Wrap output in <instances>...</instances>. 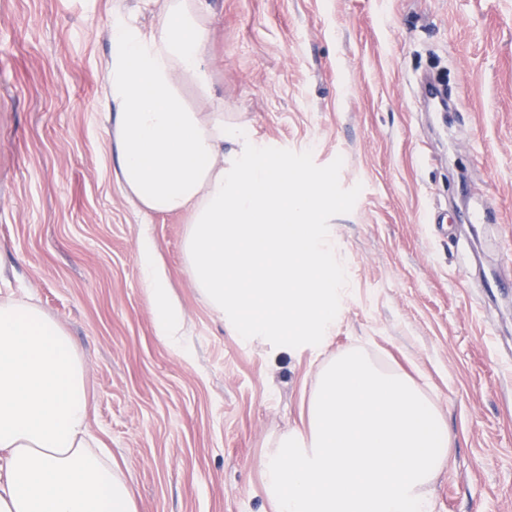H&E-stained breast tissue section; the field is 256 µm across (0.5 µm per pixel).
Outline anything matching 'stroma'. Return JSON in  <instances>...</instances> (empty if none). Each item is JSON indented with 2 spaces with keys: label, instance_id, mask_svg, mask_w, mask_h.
<instances>
[{
  "label": "stroma",
  "instance_id": "1",
  "mask_svg": "<svg viewBox=\"0 0 512 512\" xmlns=\"http://www.w3.org/2000/svg\"><path fill=\"white\" fill-rule=\"evenodd\" d=\"M209 4L213 98L187 83L188 103L334 174L311 215L344 267L332 338L242 344L193 286L185 217L143 221L101 107L111 0H0V291L79 345L91 431L136 512H273L258 463L345 348L410 377L447 425L433 512H512V300L486 294L512 274V0ZM432 71L457 111L418 102ZM483 207L499 223L462 222ZM146 232L184 311L180 354L155 335Z\"/></svg>",
  "mask_w": 512,
  "mask_h": 512
}]
</instances>
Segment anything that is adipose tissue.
<instances>
[{
    "label": "adipose tissue",
    "mask_w": 512,
    "mask_h": 512,
    "mask_svg": "<svg viewBox=\"0 0 512 512\" xmlns=\"http://www.w3.org/2000/svg\"><path fill=\"white\" fill-rule=\"evenodd\" d=\"M207 0H164L153 26L115 5L104 109L117 175L143 215L183 213L191 280L243 342L319 348L336 326L344 270L309 222L306 173L228 123L198 112L181 87L211 98ZM232 153H225V144ZM138 264L155 333L182 351L184 320L150 237ZM78 349L36 304L0 294V512H136L133 491L92 434Z\"/></svg>",
    "instance_id": "adipose-tissue-1"
}]
</instances>
